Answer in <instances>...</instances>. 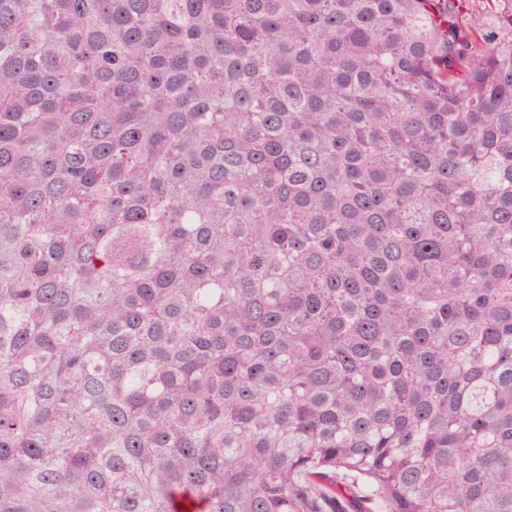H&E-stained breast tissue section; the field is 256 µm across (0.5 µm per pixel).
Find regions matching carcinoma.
<instances>
[{"instance_id":"obj_1","label":"carcinoma","mask_w":512,"mask_h":512,"mask_svg":"<svg viewBox=\"0 0 512 512\" xmlns=\"http://www.w3.org/2000/svg\"><path fill=\"white\" fill-rule=\"evenodd\" d=\"M462 2L0 0V512H512Z\"/></svg>"}]
</instances>
